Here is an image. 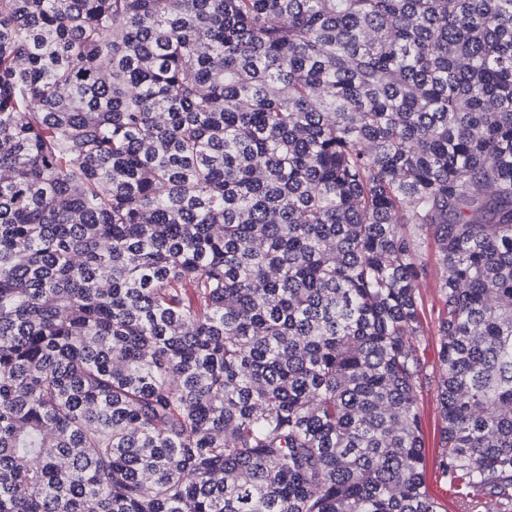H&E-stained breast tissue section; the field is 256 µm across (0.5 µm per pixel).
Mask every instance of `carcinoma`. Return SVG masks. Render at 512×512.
<instances>
[{"label": "carcinoma", "instance_id": "1", "mask_svg": "<svg viewBox=\"0 0 512 512\" xmlns=\"http://www.w3.org/2000/svg\"><path fill=\"white\" fill-rule=\"evenodd\" d=\"M429 389L512 512V0H0V512H441ZM426 258L428 262V273L425 278L419 282V293L423 300L426 321H424L425 336L423 346L426 345L424 356L429 367H435L437 361L436 346L437 336L434 332V321L441 308V297L438 292L437 281L441 277V271L435 266L434 256L431 245L425 247ZM421 413L425 434L427 483L429 490L441 504L448 507V499H450L448 485L436 483L434 476V462L439 453L437 433L441 425V418L437 408L436 398L430 391L423 393L421 399Z\"/></svg>", "mask_w": 512, "mask_h": 512}]
</instances>
